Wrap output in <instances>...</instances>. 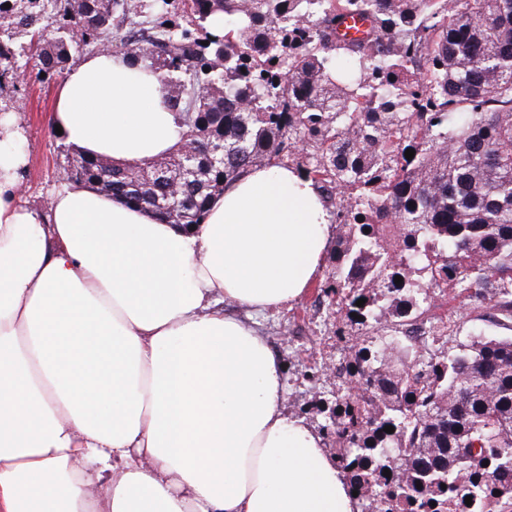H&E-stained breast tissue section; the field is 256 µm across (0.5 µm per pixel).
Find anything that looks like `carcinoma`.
Here are the masks:
<instances>
[{"instance_id":"cac0c4a2","label":"carcinoma","mask_w":512,"mask_h":512,"mask_svg":"<svg viewBox=\"0 0 512 512\" xmlns=\"http://www.w3.org/2000/svg\"><path fill=\"white\" fill-rule=\"evenodd\" d=\"M92 51L160 74L179 145L68 181L190 227L291 158L339 225L317 296L355 341L318 413L358 512H512V336L445 311L512 331V0H0L1 103ZM447 309H450L449 312H452L457 318L460 319L463 325L461 337L467 336L471 332H478L480 329H485L486 332L490 334H498V335H512V331H507L504 329H497L494 327H487L482 324V322L476 320V315L470 305L469 301L466 300H457L453 301L447 305Z\"/></svg>"}]
</instances>
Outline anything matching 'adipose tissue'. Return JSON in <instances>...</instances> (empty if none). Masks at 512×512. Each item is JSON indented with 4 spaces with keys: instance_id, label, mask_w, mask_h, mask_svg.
Wrapping results in <instances>:
<instances>
[{
    "instance_id": "adipose-tissue-1",
    "label": "adipose tissue",
    "mask_w": 512,
    "mask_h": 512,
    "mask_svg": "<svg viewBox=\"0 0 512 512\" xmlns=\"http://www.w3.org/2000/svg\"><path fill=\"white\" fill-rule=\"evenodd\" d=\"M142 61L90 54L51 121L86 155L177 143ZM0 114V512H357L335 459L284 409L283 368L228 307L265 313L316 279L332 224L284 165L250 169L189 229L95 187L20 200Z\"/></svg>"
}]
</instances>
